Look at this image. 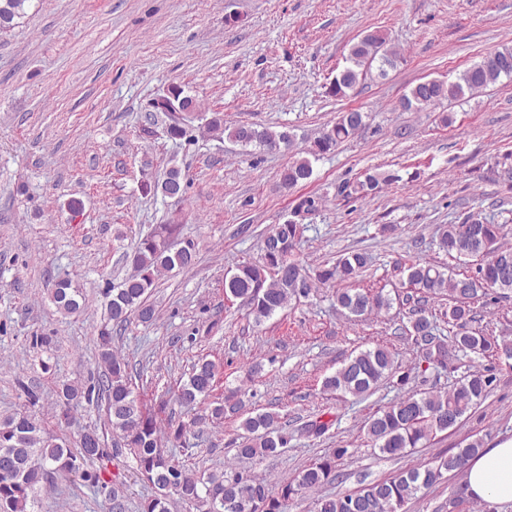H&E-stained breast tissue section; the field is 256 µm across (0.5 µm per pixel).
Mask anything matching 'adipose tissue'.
I'll list each match as a JSON object with an SVG mask.
<instances>
[{"label":"adipose tissue","instance_id":"ef3b65f1","mask_svg":"<svg viewBox=\"0 0 512 512\" xmlns=\"http://www.w3.org/2000/svg\"><path fill=\"white\" fill-rule=\"evenodd\" d=\"M465 481L474 499L512 501V440L470 458Z\"/></svg>","mask_w":512,"mask_h":512}]
</instances>
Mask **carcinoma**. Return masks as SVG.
I'll return each mask as SVG.
<instances>
[{"mask_svg": "<svg viewBox=\"0 0 512 512\" xmlns=\"http://www.w3.org/2000/svg\"><path fill=\"white\" fill-rule=\"evenodd\" d=\"M27 0H0V30L13 26L23 14ZM399 54L386 45V39L376 33L364 35L354 43L347 58L348 65L336 75L329 93L346 97L360 81L378 70V76L396 67ZM512 79V47L496 51L489 59L476 63L448 84L430 79L416 84L403 99V106L422 109L455 99L465 92L480 91L499 78ZM199 104L183 94L177 86L153 104L154 111L171 116L166 125L171 140H191L190 128L176 116L178 112H196ZM363 113L343 112L338 120L324 127L306 149L299 150L290 132L272 131L252 125L224 126V117L215 112L207 120L206 130L212 134L228 133V137L244 145L271 147L283 145L298 155L281 175L287 188L305 183L312 177L311 158L325 155L354 135L363 126ZM185 176L181 169L171 167L162 178L147 181L142 189L164 196L181 195L185 191ZM178 232L175 224H166L159 232L138 238L126 260L132 272L116 288L106 290L107 323L98 331L99 359L104 366L97 379L83 383L80 379L66 380L57 385L56 398L59 416L65 420L83 404L104 403V431L83 430L74 444L57 442V437L43 425L36 414L18 410L0 420V512H34L38 492L49 476L78 477L93 488H107L102 472L95 468L97 461L109 455L105 437L118 438L116 447L127 450L134 460L135 470L142 480L155 488V495L140 504L141 512H171L173 497L185 501H202L208 512H227L224 501L242 504L238 512H283L288 499L303 491H317L337 478L336 459L347 449L338 448L299 472L291 481L272 486L263 478L249 472L235 471L197 473L174 462L166 453L165 442L185 438L188 426H203L221 421L224 414L237 415L244 404L233 390L221 401L206 407V413L196 414L189 423L172 418L163 420L147 409L140 394L135 392L129 363L112 351V327H123L135 315L148 322L154 308L148 304L149 294L158 280L174 270L191 265L193 247L187 244L172 250L170 244ZM300 235V225L288 220L277 224L264 237L261 261L238 265L224 279V292L249 306L255 322L259 323L285 309L300 297L309 296L315 283L353 280L370 263L362 252L343 255L336 263L310 273L293 258ZM501 227L489 224L477 215H470L460 224H448L439 229V248L457 262L475 260V267L451 275L444 267L421 259L398 266L408 284L402 304L409 306V321L401 327L416 352V364L423 362L435 367L432 356L440 351L447 363L460 361L472 354L498 358L500 353L512 354V340L481 325L482 315L477 304L508 298L512 293V247L500 243ZM448 297V304L434 308L431 302ZM50 300L63 313H75L84 306L79 289L71 281L60 280L50 291ZM391 307V298L378 290L343 289L336 291V310L345 317L363 318ZM217 368L210 360L191 365L187 380L178 390L177 402L186 407L206 404L214 389ZM397 377L405 385L410 370L395 365L394 353L384 345L361 350L343 362L342 366L323 380V390L364 398L378 384ZM495 367L468 366L463 376L448 390H431L403 398L377 410L365 422L367 436L386 457H402L406 449L436 437L455 427L473 408L494 390ZM336 423V417L318 416L304 426L305 433L319 437ZM242 441L237 457L253 460L273 456L288 443V421L275 411L249 416L241 424ZM482 439L431 463L410 467L384 481L370 482L357 491L343 496L323 495L316 500V512H404L405 505L417 493L439 483L446 474L464 475L466 461L480 453ZM84 448L99 449V456L81 458ZM470 502L466 484L456 485L448 499V512Z\"/></svg>", "mask_w": 512, "mask_h": 512, "instance_id": "obj_1", "label": "carcinoma"}]
</instances>
